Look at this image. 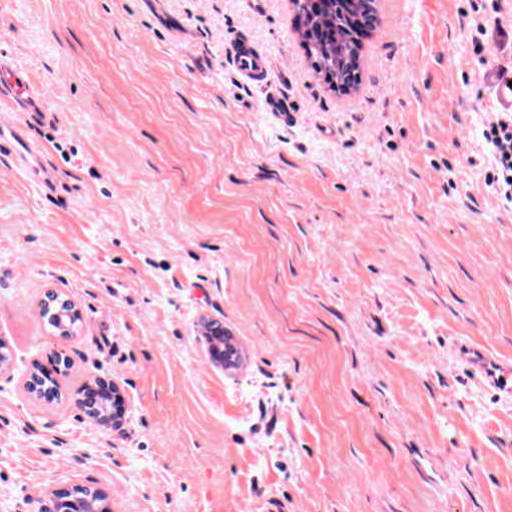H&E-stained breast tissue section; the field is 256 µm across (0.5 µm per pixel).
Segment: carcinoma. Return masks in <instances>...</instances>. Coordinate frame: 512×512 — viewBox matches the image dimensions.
<instances>
[{
	"label": "carcinoma",
	"instance_id": "carcinoma-1",
	"mask_svg": "<svg viewBox=\"0 0 512 512\" xmlns=\"http://www.w3.org/2000/svg\"><path fill=\"white\" fill-rule=\"evenodd\" d=\"M362 9V0H335L317 14V20H308L301 37L310 47L311 57L331 68L338 63V56L352 54Z\"/></svg>",
	"mask_w": 512,
	"mask_h": 512
}]
</instances>
